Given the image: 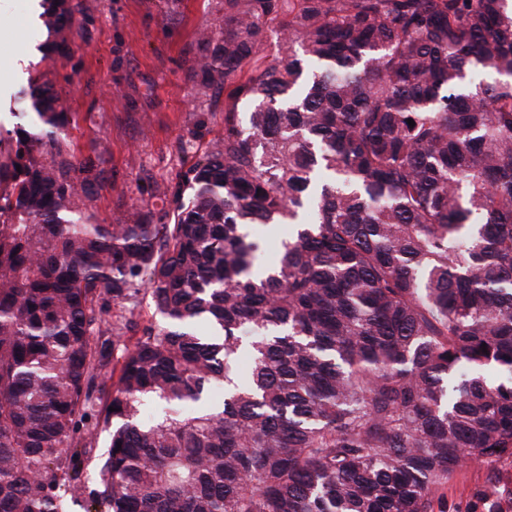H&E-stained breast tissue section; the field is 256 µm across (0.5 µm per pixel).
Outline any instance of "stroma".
I'll return each mask as SVG.
<instances>
[{"instance_id":"stroma-1","label":"stroma","mask_w":512,"mask_h":512,"mask_svg":"<svg viewBox=\"0 0 512 512\" xmlns=\"http://www.w3.org/2000/svg\"><path fill=\"white\" fill-rule=\"evenodd\" d=\"M80 35L69 55L44 58L46 33L30 5L0 0V128L20 112L19 92L36 78L51 83L75 124L78 157L108 148L91 211L102 224L159 210L156 186L181 174L224 136V94L202 95L190 72L200 31L219 25L224 0H73ZM208 113L202 134L193 115ZM448 512L494 505L512 512V461L474 460L443 491Z\"/></svg>"}]
</instances>
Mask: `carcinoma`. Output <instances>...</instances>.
I'll return each instance as SVG.
<instances>
[{
  "mask_svg": "<svg viewBox=\"0 0 512 512\" xmlns=\"http://www.w3.org/2000/svg\"><path fill=\"white\" fill-rule=\"evenodd\" d=\"M201 44L224 138L144 219L83 211L107 149L53 85L0 137V512H445L512 459V0H224ZM142 291L160 323L101 328ZM108 441V433L99 430L94 447L83 448V474L85 477H88L89 480H93L95 477V461L97 457L106 449Z\"/></svg>",
  "mask_w": 512,
  "mask_h": 512,
  "instance_id": "1",
  "label": "carcinoma"
}]
</instances>
